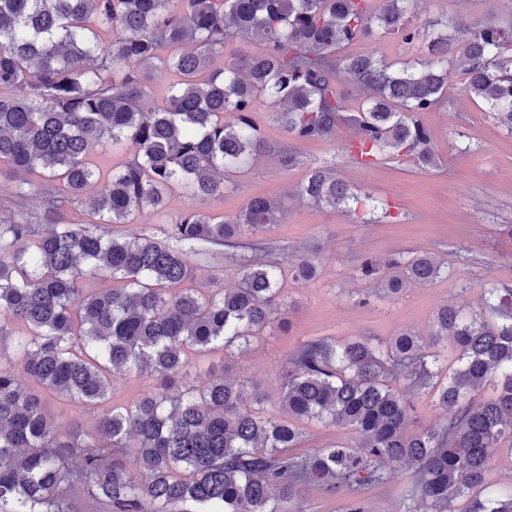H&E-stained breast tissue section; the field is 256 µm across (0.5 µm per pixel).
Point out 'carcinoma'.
Wrapping results in <instances>:
<instances>
[{
  "instance_id": "carcinoma-1",
  "label": "carcinoma",
  "mask_w": 512,
  "mask_h": 512,
  "mask_svg": "<svg viewBox=\"0 0 512 512\" xmlns=\"http://www.w3.org/2000/svg\"><path fill=\"white\" fill-rule=\"evenodd\" d=\"M413 0H0V178L19 180L0 218V512H276L275 495L306 483L353 492L412 468L410 512H512V495L481 497L491 460L512 453V283L484 289L481 306L451 304L430 334L388 343L325 337L304 343L281 371L287 416L249 409L242 385L209 371L204 391L179 389L198 357L235 350L273 324L281 262H261L237 239L276 223L279 201L258 195L234 218L188 207L168 221L167 242L114 234L134 212L156 213L167 192L222 197L226 174L265 149L251 114L265 97L286 136L331 142L353 130L346 151L363 167L383 155L434 167L421 117L447 102L448 67L463 92L512 134V23L478 27L442 15L412 25ZM392 34L421 44L423 58L396 68L353 54L356 41ZM259 41L220 70L235 40ZM345 73L364 93L349 112ZM162 104L141 108L153 74ZM131 150L111 169L99 142ZM106 180V192L88 190ZM315 205L365 212L358 195L323 167L296 190ZM89 199L93 223L64 218ZM228 246L233 288L192 286L199 248ZM313 278L314 256L290 262ZM358 272L388 297L448 276L430 253L365 258ZM99 277L94 289L82 287ZM24 331L17 335L13 326ZM8 360L3 366L2 360ZM153 385L130 404L112 402L118 375ZM486 386L489 399L467 396ZM434 392L445 419L406 432L408 395ZM101 410L97 433L58 431L45 394ZM353 431L358 444L300 456L296 422Z\"/></svg>"
}]
</instances>
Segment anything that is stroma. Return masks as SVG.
I'll return each instance as SVG.
<instances>
[{"instance_id":"obj_1","label":"stroma","mask_w":512,"mask_h":512,"mask_svg":"<svg viewBox=\"0 0 512 512\" xmlns=\"http://www.w3.org/2000/svg\"><path fill=\"white\" fill-rule=\"evenodd\" d=\"M460 12L480 25L488 21L512 22V0H419L411 22L443 13ZM352 52L376 53L392 63L419 59L421 50L395 36L379 35L360 41ZM465 77L460 69L448 70L451 105L424 114L433 134L435 168L424 171L407 159H392L370 169L349 161L344 148L352 139L349 127L340 126L335 143H299L301 163L284 169L278 149L288 139L274 119L268 99H258L252 118L266 147L253 162L235 170L223 198L193 199L182 189L169 192L166 210L160 214H134L129 227L156 240L166 241L169 215L186 207L235 216L254 196L264 195L281 204L278 223L259 233L262 245L279 249L281 256L296 257L318 251L321 267L309 282L281 276L285 322L266 328L248 346L230 358L213 354L190 368V382L202 386L209 367H222L228 378L255 385L265 409L281 411L279 371L288 357L305 342L332 336L385 341L413 329L428 334L435 311L453 304L463 311L478 307L485 287L512 283V135L492 116L461 92ZM332 169L351 188L379 198L388 216L363 221L349 213L300 200L297 186L311 168ZM438 254L448 259L449 274L428 286H412L396 299L374 297L358 302L367 284L356 269L364 256L384 258L395 253ZM230 250L217 247L194 256L196 280L228 288L237 282ZM298 454L306 455L333 444H354V434L341 426L304 421ZM413 471L396 466L385 486L367 485L358 492L366 512H407L406 496ZM345 493L317 484H305L277 502L278 512H341Z\"/></svg>"}]
</instances>
